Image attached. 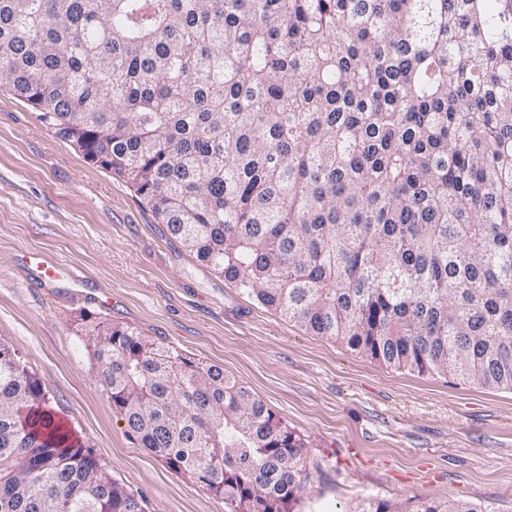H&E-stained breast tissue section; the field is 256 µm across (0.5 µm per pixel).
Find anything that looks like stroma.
Returning a JSON list of instances; mask_svg holds the SVG:
<instances>
[{"mask_svg": "<svg viewBox=\"0 0 512 512\" xmlns=\"http://www.w3.org/2000/svg\"><path fill=\"white\" fill-rule=\"evenodd\" d=\"M28 250L79 281L35 284L19 261ZM84 314L223 367L299 434L313 480L292 512L370 499L512 512V391L396 370L306 332L183 250L128 183L0 90V343L145 512H224L128 434Z\"/></svg>", "mask_w": 512, "mask_h": 512, "instance_id": "obj_1", "label": "stroma"}]
</instances>
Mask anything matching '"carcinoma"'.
Instances as JSON below:
<instances>
[{
	"label": "carcinoma",
	"instance_id": "obj_1",
	"mask_svg": "<svg viewBox=\"0 0 512 512\" xmlns=\"http://www.w3.org/2000/svg\"><path fill=\"white\" fill-rule=\"evenodd\" d=\"M0 88L260 304L512 390V0H0ZM82 321L141 447L224 512H292L300 435L223 368ZM45 403L0 343V512H144Z\"/></svg>",
	"mask_w": 512,
	"mask_h": 512
}]
</instances>
